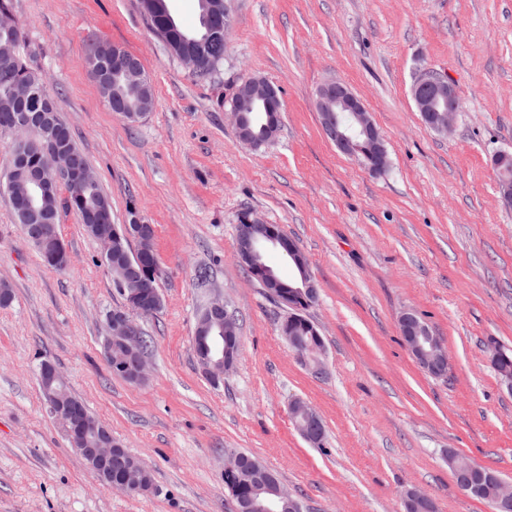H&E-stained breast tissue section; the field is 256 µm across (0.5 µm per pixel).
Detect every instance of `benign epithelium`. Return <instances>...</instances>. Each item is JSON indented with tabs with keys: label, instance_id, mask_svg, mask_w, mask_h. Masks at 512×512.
<instances>
[{
	"label": "benign epithelium",
	"instance_id": "7a95c632",
	"mask_svg": "<svg viewBox=\"0 0 512 512\" xmlns=\"http://www.w3.org/2000/svg\"><path fill=\"white\" fill-rule=\"evenodd\" d=\"M207 21L203 40L190 39L183 47L168 46L172 57L176 58L191 72L201 74L208 64V57L200 54L196 47L207 44L229 30L230 13L226 0H208L204 13ZM0 60L6 64L19 62L18 44L15 40L0 41ZM89 74L99 88L106 106L125 120H139L149 112L144 101L132 105L123 95L114 77L122 72L136 69L139 58L112 47V52L104 53L98 43L89 45L87 55ZM17 102L30 107L38 101H47L49 93L44 84H14ZM411 96L416 110L420 112L425 125L438 131L446 132L454 116L460 110V101L455 88L444 77L431 71L418 75L412 86ZM316 109L325 136L343 154L364 156V164L377 172L388 165V151L385 140L373 121L364 102L342 81L330 79L317 89ZM282 102L278 89L260 75H249L242 79L231 101L229 114L238 139L251 147H260L276 138L282 124ZM348 113L351 121L345 122L340 114ZM0 134L14 137V156L21 159L32 142V135L27 127L12 116L0 119ZM38 145L49 151L50 173L57 180L67 179L66 196L80 198L87 185L97 182V177L90 166L81 163V152L72 142L59 141L57 132L47 130ZM16 174L8 170L6 188L15 210V221L24 225V236L30 244H41L45 235L42 228L33 223L36 207L31 201V193L24 190L15 191ZM93 223L111 225L108 239L100 241L101 262L112 272L116 269L121 275L113 277L115 288L124 297L122 306L105 314L104 324L105 350L112 352V344L119 345L123 354L114 367L123 379L141 383L147 376V359L139 348L143 331L134 320L133 315L148 316L161 307V295L158 284L163 277L161 266L151 276L143 274V261L152 257V250L137 247L130 253L120 254L121 242L134 238L144 241L151 232L150 224H114L111 211L107 206L97 208ZM256 222L247 220L239 225L237 235V255L240 262L258 279L265 289L275 287L266 268L258 262V247L270 243L285 249L288 260L299 265L301 279L297 298L312 305L318 295L317 285L311 276L309 266L304 262V253L297 245L287 244L282 236L272 227H267L263 237L254 235ZM205 317L216 332L224 333L222 356L214 357L205 349L197 355V364L205 378L211 383H218L224 372L232 369L238 360V354L231 346L230 332L236 325L229 316L224 302L211 301L205 308ZM295 316L290 315L280 325L281 336L294 351L300 364L314 377L325 374V345L309 346L302 339L291 335ZM399 329L406 345L417 363L434 377L448 373V352L442 339L436 336L431 327L421 321L417 314L406 309L399 316ZM45 405L50 415L61 426L69 445L85 461L89 470L103 484L112 486V458L121 445L112 438V431L99 421H91L72 401H66L56 394L49 395ZM290 416L295 420V428L305 441L320 445L325 434L323 420L319 413L300 398L290 404ZM249 467V461L236 452L225 453L224 480L230 481L237 471ZM457 486L462 490L474 488L475 478L483 473L480 465L467 461L460 466L451 467ZM261 485L271 494V500L290 505L291 512H297L300 504L289 495L282 483L276 480L272 472L263 475ZM413 500L435 512L438 505L428 494L418 489L403 492L402 500ZM494 512H512V484L501 482V494L494 499Z\"/></svg>",
	"mask_w": 512,
	"mask_h": 512
}]
</instances>
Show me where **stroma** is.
Segmentation results:
<instances>
[{
	"label": "stroma",
	"mask_w": 512,
	"mask_h": 512,
	"mask_svg": "<svg viewBox=\"0 0 512 512\" xmlns=\"http://www.w3.org/2000/svg\"><path fill=\"white\" fill-rule=\"evenodd\" d=\"M224 61L210 78L170 56L139 0H13L21 51L45 81L112 203L117 224L154 227L162 307L139 318L149 375L132 384L103 355V319L123 303L100 246L70 211L73 262L43 265L0 193V512H234L224 453L247 450L304 512H403L418 488L439 512H490L448 468L456 450L512 482V391L490 363L512 349V206L492 158L512 152V0H229ZM100 40L141 60L155 104L137 122L109 111L86 65ZM451 81L453 130L426 126L410 96L420 73ZM267 78L283 102L275 141L242 144L227 110L239 81ZM361 97L385 139L373 174L325 137L324 81ZM276 224L307 256L326 346L311 376L279 333L286 310L237 257L245 219ZM222 299L241 352L212 385L193 351L197 317ZM443 340L448 373H426L398 317ZM50 360L113 437L152 471L126 495L101 485L47 413ZM300 398L323 447L294 428ZM289 410L295 428L304 440L316 446L319 445L318 447L322 446L323 444H320L325 434V427L319 413L300 398L291 402ZM299 416L305 421V425L302 426L296 421Z\"/></svg>",
	"instance_id": "1"
}]
</instances>
